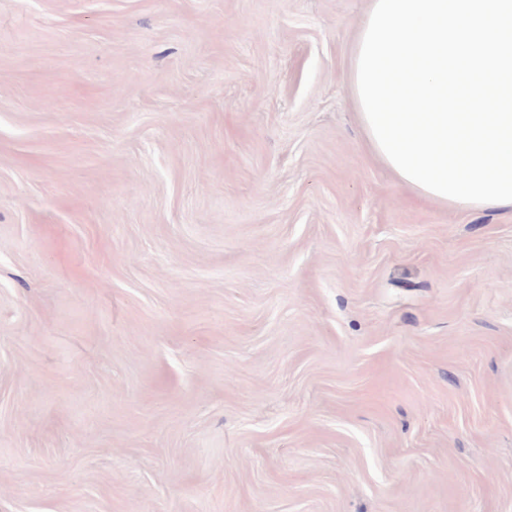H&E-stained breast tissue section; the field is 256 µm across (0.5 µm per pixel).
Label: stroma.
<instances>
[{
    "instance_id": "obj_1",
    "label": "stroma",
    "mask_w": 512,
    "mask_h": 512,
    "mask_svg": "<svg viewBox=\"0 0 512 512\" xmlns=\"http://www.w3.org/2000/svg\"><path fill=\"white\" fill-rule=\"evenodd\" d=\"M369 0H0V512H512V210L417 196ZM377 2H378V0H370L368 9L358 27L355 41H354L353 48H352V52H351L349 73H348V84H349L352 96H353V98L357 104V107H358V112H357L358 122L360 123L361 127L363 128V130L366 134V137H367V140H368V143H369L372 153L375 155V157L377 159H379L387 168H389L392 171V173L396 176V178L403 185L410 188L412 191L416 192L418 195H420L426 199L435 200V201L441 202V203H443L445 205H449V206L463 207V208H469V209L503 208V209H511L512 210V203L507 204V205H485V204H482V206H478L479 204H477V203H475V204L474 203H470V204L461 203L460 204L458 202L451 201L450 199H444L438 195L429 193V192L425 191L423 188H420L419 185H415L414 183H411L410 181L403 178L400 175V173L398 171H396V169L393 168V165L388 162V159L386 158V156L384 155V153L382 152L380 147L377 146V142L372 136V130H370V125L367 123L366 114H363V108L360 104L361 101L359 98L357 84H356V82H357V77H356L357 76V65L356 64L358 62V57H359V54L361 51L360 49H361L362 42H363V33L365 35V32L368 29V21L370 19V14L372 13V10H373L374 6L376 5L375 3H377Z\"/></svg>"
}]
</instances>
